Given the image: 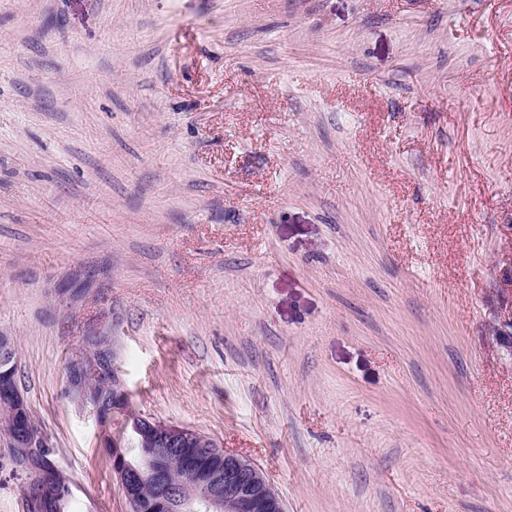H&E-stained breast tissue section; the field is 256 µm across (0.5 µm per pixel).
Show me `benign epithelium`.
Here are the masks:
<instances>
[{
  "label": "benign epithelium",
  "mask_w": 512,
  "mask_h": 512,
  "mask_svg": "<svg viewBox=\"0 0 512 512\" xmlns=\"http://www.w3.org/2000/svg\"><path fill=\"white\" fill-rule=\"evenodd\" d=\"M95 351L99 354L96 380L105 387H112V419L128 412L129 393L114 362L112 347L108 344V337L97 332L83 337L72 353L67 373V393L72 401L93 416L102 436L112 435V447L115 448L112 471L119 480L127 504L135 506V481L143 473L140 467L131 464L123 451L125 440L129 437L138 439L141 447L159 454L181 452L190 474L198 476L197 467L201 461L195 459V449L222 447L216 439L182 425L160 423L141 415L127 418L122 429H108L99 392L83 367ZM26 413L28 403L19 391L14 398L12 412L0 417V436L9 440L17 465L29 475V481L22 489L28 512H43L42 487L47 482V473L32 468L30 458L32 451L51 447V441L38 422L22 421L20 415ZM223 455L224 468H215L212 480H223L224 492L215 491L204 497L205 512H218L220 507L224 508V512H285L282 498L255 463L227 450L223 451Z\"/></svg>",
  "instance_id": "7a95c632"
}]
</instances>
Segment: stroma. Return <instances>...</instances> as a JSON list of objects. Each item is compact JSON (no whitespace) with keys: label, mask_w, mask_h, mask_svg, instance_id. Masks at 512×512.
<instances>
[{"label":"stroma","mask_w":512,"mask_h":512,"mask_svg":"<svg viewBox=\"0 0 512 512\" xmlns=\"http://www.w3.org/2000/svg\"><path fill=\"white\" fill-rule=\"evenodd\" d=\"M92 324L286 512H512V0H0V336L78 512H130ZM109 337L100 332L83 336L81 344L72 353L67 373L68 396L93 416L96 426L102 434L103 444L104 438L110 433L108 423L105 421L106 416L103 412L99 392L90 381L83 364L93 352H98L99 361L95 376L103 386L112 385V390L104 392V399L106 412L112 413L111 424L114 426L118 416L128 413L129 393L114 362L112 347L108 344Z\"/></svg>","instance_id":"1"}]
</instances>
